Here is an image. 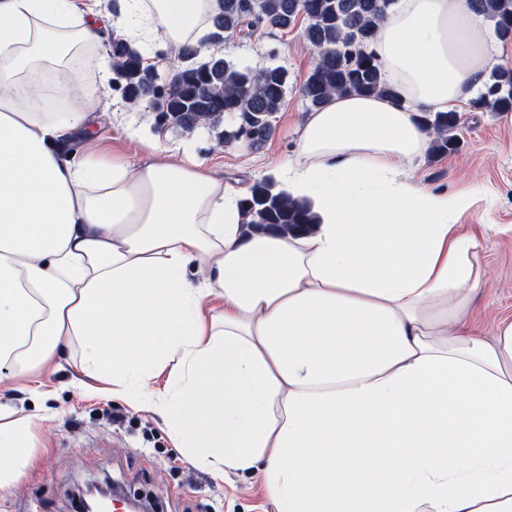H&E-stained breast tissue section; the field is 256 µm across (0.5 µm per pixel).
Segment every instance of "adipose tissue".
<instances>
[{"label":"adipose tissue","mask_w":512,"mask_h":512,"mask_svg":"<svg viewBox=\"0 0 512 512\" xmlns=\"http://www.w3.org/2000/svg\"><path fill=\"white\" fill-rule=\"evenodd\" d=\"M217 10L0 0V365L20 374L78 340L87 376L158 405L195 466L258 477L275 512H512V318L490 336L472 326V199L393 166L427 154L419 112L483 89L482 17L468 0L387 9L371 49L398 97L336 96L308 115L271 169L316 224L279 235L252 228L245 188L202 163L72 149L112 79L105 62L87 87L75 44L150 34L177 50ZM56 64L76 106L30 79ZM31 439L26 420L0 424V493Z\"/></svg>","instance_id":"1"}]
</instances>
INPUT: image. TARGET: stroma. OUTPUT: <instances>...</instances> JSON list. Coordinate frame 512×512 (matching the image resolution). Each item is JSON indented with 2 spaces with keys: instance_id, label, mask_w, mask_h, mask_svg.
<instances>
[{
  "instance_id": "35a3bbf8",
  "label": "stroma",
  "mask_w": 512,
  "mask_h": 512,
  "mask_svg": "<svg viewBox=\"0 0 512 512\" xmlns=\"http://www.w3.org/2000/svg\"><path fill=\"white\" fill-rule=\"evenodd\" d=\"M305 20L274 36L255 32L245 40H226L220 50L235 66L258 71L281 65L290 81L284 104L264 145L240 142L214 150L221 128L191 131L159 125L153 112L128 107L116 86L97 114L94 132L134 164L201 161L217 177L251 186L270 175V164L292 153L309 110L300 87L318 56L303 37ZM458 148L427 154L405 172L435 191L476 190L460 222L479 242L484 290L475 305L483 335L512 317V235L492 233V224L512 225V112H481L458 106ZM141 127L159 140L152 152L129 139L123 123ZM81 347L70 343L50 360L31 368L27 379L0 372V404L27 419L33 434V460L20 480L0 498V512H69L75 486L107 482L125 495L145 500L153 512H274L256 477L215 476L188 462L174 447L161 416L113 397L108 379H92L80 368Z\"/></svg>"
}]
</instances>
